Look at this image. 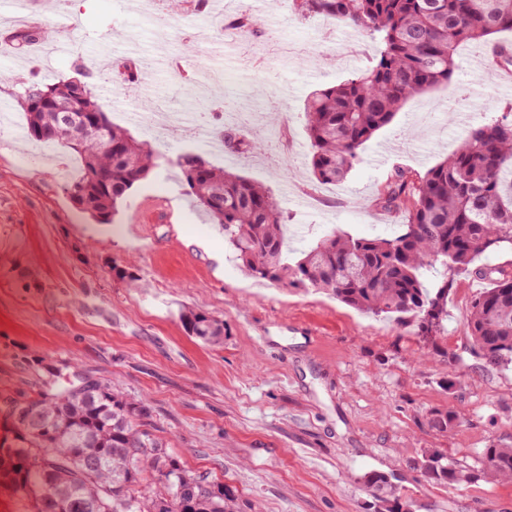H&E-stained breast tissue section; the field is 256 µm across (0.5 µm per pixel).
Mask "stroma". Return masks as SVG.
I'll use <instances>...</instances> for the list:
<instances>
[{"mask_svg": "<svg viewBox=\"0 0 512 512\" xmlns=\"http://www.w3.org/2000/svg\"><path fill=\"white\" fill-rule=\"evenodd\" d=\"M124 2L70 0L71 40L55 42L36 67L13 55L0 61V400L36 395L51 376L61 384L73 370L92 373L148 406L154 434L187 470L222 482L237 512H375L363 480L370 471L391 476L412 512H512V482L444 487L416 468L427 448L477 470L484 448L512 446V366L487 368L469 346L481 282L457 277L439 348L429 350L412 328L247 276L168 163L192 151L265 184L287 217L294 257L335 229L392 236L401 216L372 205L391 174L426 171L473 129L512 112V85L501 83L490 43L459 51L454 82L469 93L460 112L449 114L444 90L411 98L343 181L319 185L306 161L304 101L371 67L378 40L300 16L292 0H224L220 16L194 0L195 13L172 21L166 0L140 14ZM245 14L256 27L224 40L219 26ZM198 31L206 37L182 71L144 73L145 59L177 53ZM83 55L111 56L98 87L112 120L165 158L109 224L72 203L64 179L79 164L67 148L17 136L25 119L13 68L49 82L74 76ZM123 65L134 80L110 83L111 67ZM149 103L179 113L184 128L156 137L140 118ZM201 106L246 146L220 153L208 132L189 135ZM274 109L280 123L271 129ZM253 140L262 149H250ZM116 267L138 287L116 279ZM185 309L223 320V342L189 336ZM436 410L457 413L460 424L437 432L428 424Z\"/></svg>", "mask_w": 512, "mask_h": 512, "instance_id": "35a3bbf8", "label": "stroma"}]
</instances>
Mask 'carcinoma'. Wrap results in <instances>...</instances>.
<instances>
[{
    "instance_id": "carcinoma-1",
    "label": "carcinoma",
    "mask_w": 512,
    "mask_h": 512,
    "mask_svg": "<svg viewBox=\"0 0 512 512\" xmlns=\"http://www.w3.org/2000/svg\"><path fill=\"white\" fill-rule=\"evenodd\" d=\"M302 15L320 14L362 29L382 48L374 66L308 98L304 112L309 165L320 185L342 181L360 151L389 125L412 97L443 88L457 94L452 78L459 47L512 32V0H295ZM38 24L11 34L21 50L46 38ZM85 98L72 113L83 131L90 113H107L93 73L81 66ZM18 103L25 135L52 131L56 113L35 102L39 94L65 95L69 82H24ZM112 143V151L103 142ZM60 144L75 154L81 175L67 185L72 201L101 224H108L128 192L158 166L159 154L124 127L106 120L85 134L80 147L58 134L41 142ZM174 165L188 194L211 221L247 274L257 280L311 288L369 316L414 327L431 344L448 321V287L464 273L491 282L471 302L468 335L473 352L492 368L512 365V271L490 267L489 256L512 249V119L475 129L443 161L419 174L397 169L379 189L373 206L404 214L401 231L387 237H354L331 232L288 256L286 221L270 189L200 154L184 152ZM440 265L434 287L423 270ZM190 336L219 343L224 323L207 313L180 314ZM49 424L54 434L16 435L0 448V488L27 498L32 512H235L224 484L186 470L167 444L149 429V407L122 395L82 371L65 385H46L34 397L3 401ZM458 423L452 411L432 412L429 426L446 432ZM483 467L473 471L426 449L418 469L433 485L471 483L482 476L512 480V447L489 446ZM364 482L381 512H409L387 475L371 471Z\"/></svg>"
}]
</instances>
